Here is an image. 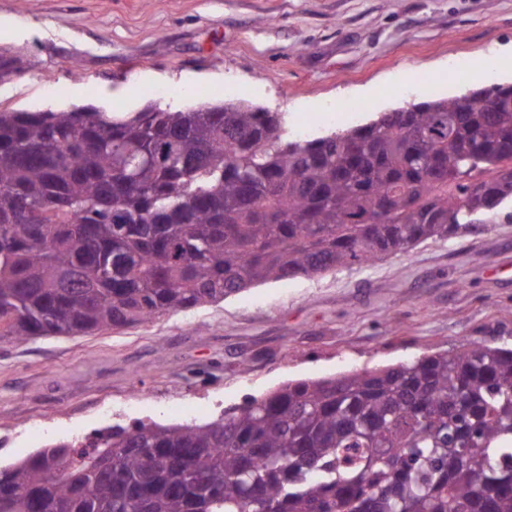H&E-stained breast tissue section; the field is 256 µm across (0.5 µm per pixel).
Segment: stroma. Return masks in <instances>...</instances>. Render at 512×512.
Masks as SVG:
<instances>
[{
	"label": "stroma",
	"mask_w": 512,
	"mask_h": 512,
	"mask_svg": "<svg viewBox=\"0 0 512 512\" xmlns=\"http://www.w3.org/2000/svg\"><path fill=\"white\" fill-rule=\"evenodd\" d=\"M511 43L512 0H0V48L29 60L0 83V106L245 102L280 113L294 141L339 129L349 103L359 125L460 94L473 82L455 62ZM468 339L512 347V218L134 328L0 341V463L115 423H206L291 380Z\"/></svg>",
	"instance_id": "stroma-1"
}]
</instances>
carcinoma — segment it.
<instances>
[{"instance_id": "carcinoma-1", "label": "carcinoma", "mask_w": 512, "mask_h": 512, "mask_svg": "<svg viewBox=\"0 0 512 512\" xmlns=\"http://www.w3.org/2000/svg\"><path fill=\"white\" fill-rule=\"evenodd\" d=\"M26 54L0 53L20 76ZM227 103L0 107V340L76 336L403 253L512 200V83L285 142ZM0 512H512V349L466 341L0 465Z\"/></svg>"}]
</instances>
